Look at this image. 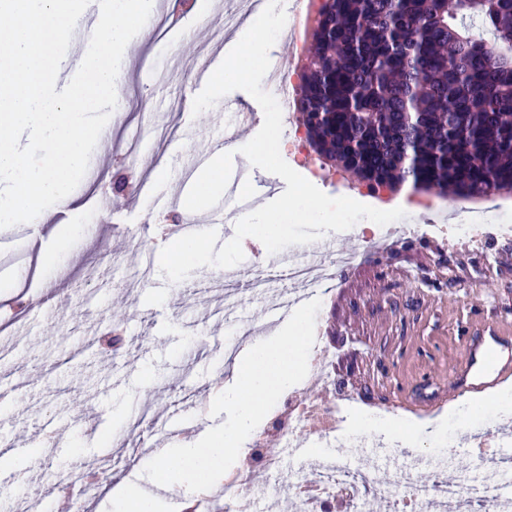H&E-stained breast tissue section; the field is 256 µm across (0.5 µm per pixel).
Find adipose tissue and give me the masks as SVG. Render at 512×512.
<instances>
[{
    "mask_svg": "<svg viewBox=\"0 0 512 512\" xmlns=\"http://www.w3.org/2000/svg\"><path fill=\"white\" fill-rule=\"evenodd\" d=\"M306 357V346L295 330L254 338L234 362L233 381L216 399L229 417L205 436L169 444L141 463L113 488L112 512H159L174 498L193 496L202 483L220 481L226 465L245 449L266 405L295 382ZM173 460L181 461V468L170 470Z\"/></svg>",
    "mask_w": 512,
    "mask_h": 512,
    "instance_id": "obj_1",
    "label": "adipose tissue"
}]
</instances>
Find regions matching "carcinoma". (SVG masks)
<instances>
[{"mask_svg":"<svg viewBox=\"0 0 512 512\" xmlns=\"http://www.w3.org/2000/svg\"><path fill=\"white\" fill-rule=\"evenodd\" d=\"M298 112L370 188L511 191L512 0H331Z\"/></svg>","mask_w":512,"mask_h":512,"instance_id":"cac0c4a2","label":"carcinoma"}]
</instances>
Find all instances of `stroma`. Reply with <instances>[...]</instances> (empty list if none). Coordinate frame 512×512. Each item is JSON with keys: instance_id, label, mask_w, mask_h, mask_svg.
Masks as SVG:
<instances>
[{"instance_id": "obj_1", "label": "stroma", "mask_w": 512, "mask_h": 512, "mask_svg": "<svg viewBox=\"0 0 512 512\" xmlns=\"http://www.w3.org/2000/svg\"><path fill=\"white\" fill-rule=\"evenodd\" d=\"M233 7L232 0H187L164 14L179 30L174 68L163 66L167 48L153 28L143 27L128 50L107 134L93 150L100 167L83 176L67 207L39 214L29 234L0 229V324L10 328L15 369L13 381L0 384V458L20 438L38 450L10 469L0 512H17L36 494L48 502L79 499L90 476L101 494L81 512H108V492L142 459L144 442L166 445L173 431L188 439L223 421L209 403L218 383L231 378L225 352L277 331L259 315L268 297L294 283L273 271L276 258L257 239L244 240L245 277L204 266L171 283L159 268L171 218L183 223L189 212L180 202L154 205V198L169 189L187 194L196 159L213 142H247L256 134L234 126L231 106L261 110L243 90L192 113L206 84L195 74L196 55L215 44L230 51L247 30L242 23L221 31L220 16ZM162 128L172 129L174 139L155 137ZM281 155L328 196L389 207L360 183H347L331 163H319L317 154L305 162L288 148ZM416 199L419 207L407 211L403 228L374 224L363 232L326 233L324 242L345 264L333 279L306 286L307 300L288 312L317 317L321 336L341 350L336 389L304 380L310 399L332 403L344 395L341 444H385L388 488L372 498L373 512H388L391 498L429 489L409 481L403 465L440 454L422 429L446 421L448 412L421 407L463 357L460 325L473 315L512 323V236L487 233L465 242L453 233L460 224L512 225V192L473 199L420 192ZM67 224L81 225V233L62 239ZM51 251L61 262L47 263ZM129 265L147 270L133 287L122 282ZM257 270L268 279L261 294L251 287ZM477 408L475 421L447 433L456 451L453 468L478 466L482 441L512 440V411L498 412L493 392L478 395ZM53 418L68 421L69 431L45 430ZM365 418L376 419L377 427H359ZM395 422L405 437L390 433Z\"/></svg>"}]
</instances>
